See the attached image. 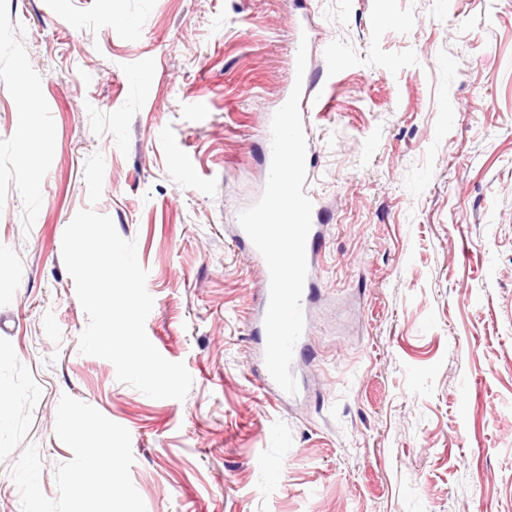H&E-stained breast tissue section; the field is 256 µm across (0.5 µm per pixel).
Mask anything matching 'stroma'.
Here are the masks:
<instances>
[{
    "label": "stroma",
    "mask_w": 512,
    "mask_h": 512,
    "mask_svg": "<svg viewBox=\"0 0 512 512\" xmlns=\"http://www.w3.org/2000/svg\"><path fill=\"white\" fill-rule=\"evenodd\" d=\"M303 40L322 239L283 405L234 227ZM91 206L137 245L185 400L79 351L62 239ZM0 398V512H512V0H0ZM236 237L242 241H247L252 253L261 261L263 267V286L260 290L259 297L257 299V307L254 312L252 325L254 326V330L257 332L259 336H257L259 344H260V369L258 372V377L260 381V388L270 393L274 396L278 401H292L297 400L303 390L305 389L304 380L298 375L299 369L302 367V364L306 363V359L309 353V335L311 328V305L313 298V281H312V271H311V252L314 243L319 238V230L318 224H312L311 230L308 234L306 241V260H307V277L305 280L301 305L304 316V330L301 338L297 342L293 352V359L291 363V371L295 377L297 382L298 391L296 394H289L282 390L273 380L270 373L267 370L265 365V346H266V330L264 326V318L267 312V308L269 305V288H270V275L268 266L260 254V252L253 245L249 236L246 232L241 228L239 224H237V235Z\"/></svg>",
    "instance_id": "35a3bbf8"
}]
</instances>
